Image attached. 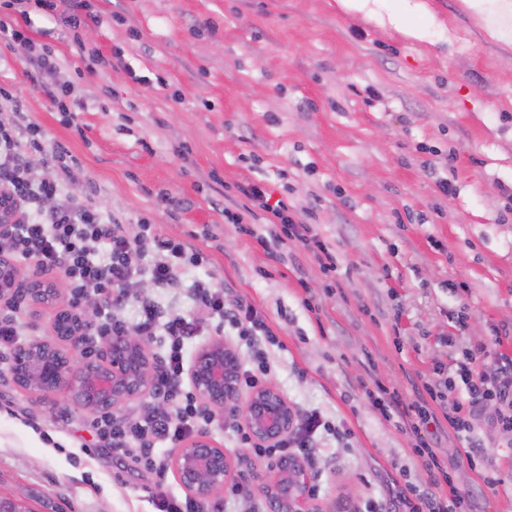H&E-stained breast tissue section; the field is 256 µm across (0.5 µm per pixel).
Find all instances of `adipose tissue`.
I'll return each instance as SVG.
<instances>
[{"label":"adipose tissue","mask_w":512,"mask_h":512,"mask_svg":"<svg viewBox=\"0 0 512 512\" xmlns=\"http://www.w3.org/2000/svg\"><path fill=\"white\" fill-rule=\"evenodd\" d=\"M348 12L363 14L380 26H391L421 40L435 22L425 0H339ZM495 39L512 44V0H466Z\"/></svg>","instance_id":"adipose-tissue-1"}]
</instances>
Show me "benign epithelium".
Returning <instances> with one entry per match:
<instances>
[{
    "label": "benign epithelium",
    "instance_id": "1",
    "mask_svg": "<svg viewBox=\"0 0 512 512\" xmlns=\"http://www.w3.org/2000/svg\"><path fill=\"white\" fill-rule=\"evenodd\" d=\"M23 284L19 267L0 259V296ZM53 323L57 339L74 346L91 339L94 321L79 308L66 307ZM101 355L94 361L77 360L46 341H33L9 358L0 360V372L29 392L49 399L62 389L82 408L111 412L132 398L154 397L151 387L153 358L140 336L99 337ZM240 357L224 341L215 339L198 352L189 379L201 402L213 412H226L247 425L257 442L280 439L292 422L286 399L269 387L240 395L234 368ZM173 466L182 485L198 498H207L232 479L229 456L202 434L177 449ZM313 481L298 462L282 461L263 474V490L279 512H315L310 494Z\"/></svg>",
    "mask_w": 512,
    "mask_h": 512
}]
</instances>
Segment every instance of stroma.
Segmentation results:
<instances>
[{"mask_svg": "<svg viewBox=\"0 0 512 512\" xmlns=\"http://www.w3.org/2000/svg\"><path fill=\"white\" fill-rule=\"evenodd\" d=\"M101 24L80 32L31 10L14 22L51 46L72 82L57 111L24 60L0 53V85L29 119L77 156L76 186L129 224L147 220L206 258L178 290L147 296L198 314L185 287L204 274L225 300L245 299L277 335L266 384L294 413L318 410L349 429L303 460L317 512H361L394 484L432 483L415 434L367 396L382 385L412 402L461 356L446 337L493 343L512 324V48L490 38L462 0H426L436 17L417 41L345 13L338 0H90ZM145 75L149 84L135 82ZM179 101H172V94ZM448 179L451 195L436 178ZM256 183L309 209L336 249L337 287L297 241L272 259L229 223ZM22 302L31 340L52 337L67 306ZM94 413L67 391L50 400L0 377V494L34 512H154V476L94 434ZM488 455L469 465L446 430L437 456L477 512H512V436L481 432ZM228 512L264 507L266 459L249 456ZM499 481L487 486L486 470Z\"/></svg>", "mask_w": 512, "mask_h": 512, "instance_id": "stroma-1", "label": "stroma"}]
</instances>
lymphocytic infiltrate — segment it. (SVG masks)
Here are the masks:
<instances>
[{
	"label": "lymphocytic infiltrate",
	"instance_id": "1",
	"mask_svg": "<svg viewBox=\"0 0 512 512\" xmlns=\"http://www.w3.org/2000/svg\"><path fill=\"white\" fill-rule=\"evenodd\" d=\"M47 16L60 20L73 31L74 45H81L78 29L99 23L88 0H31ZM0 42L6 49H24L25 59L42 85L54 87L53 102L58 111H67L68 88L58 86L59 62L51 48L30 53V41L21 30L8 27L0 18ZM46 159L47 170L33 175L28 166L30 154ZM79 159L28 120L26 113L0 117V217L11 224L12 233L0 243V257L13 261H34L45 273L58 272L65 279L72 301L88 292L100 299V333L122 336L128 333L147 337L156 326H164L169 338L164 366L154 376V394L163 408L144 414H131L122 420L102 415L96 422L100 439L109 441L122 455L142 462L157 477L167 470L163 443H177L197 435L202 426L216 423L217 417L201 407L193 391L185 386L184 345L202 329L198 318L163 309L154 299L139 295L142 281H150L158 290L182 287L181 273L186 266H202L199 251L183 241L156 232L153 225L141 223L137 232L93 202L94 186H87L81 197L73 195V172ZM252 203L251 208L228 213L233 224H246L266 213L269 223L282 225L283 231L261 238L263 247L283 245L285 238L314 243L320 251L324 273L337 268L336 255L320 240L304 210L285 201L270 202L264 188L241 187ZM194 300L219 324L229 326L236 335L248 337L250 344L262 347L276 342L266 318L251 303L239 299L226 303L223 287L211 280L199 279L191 286ZM136 301L137 321L128 322L121 313L129 301ZM465 361L443 388H427L410 404H403L397 394L376 399L384 417L407 420L413 432L430 431L439 436L444 425L463 433L465 444L459 458L475 461L483 453L477 439L479 430L512 433V356L492 355L487 345L467 348ZM492 370H485L486 361ZM463 382V392H456V382ZM384 512H473L468 493L451 488L449 496L432 492L418 493L405 487L388 498Z\"/></svg>",
	"mask_w": 512,
	"mask_h": 512
}]
</instances>
